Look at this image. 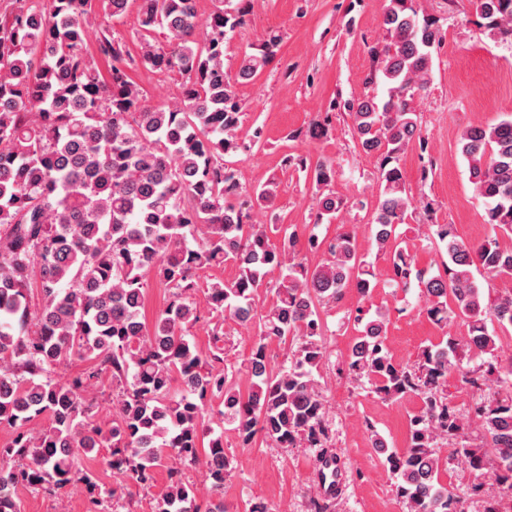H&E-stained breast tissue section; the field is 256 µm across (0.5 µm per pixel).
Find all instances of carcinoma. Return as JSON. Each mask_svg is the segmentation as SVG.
<instances>
[{
	"label": "carcinoma",
	"instance_id": "1",
	"mask_svg": "<svg viewBox=\"0 0 512 512\" xmlns=\"http://www.w3.org/2000/svg\"><path fill=\"white\" fill-rule=\"evenodd\" d=\"M128 2L0 5V425L15 432L0 446V462L12 461L0 467V512H20L12 493L19 486L52 494L71 484L84 486L88 512H100L106 500L129 499L131 488L150 487L168 461L158 512H224V483L235 466L223 433H215L216 419L234 426L245 443L259 434L278 448L313 449L320 461L330 441L315 380L326 359L321 310L339 306L351 281L364 298L377 286L347 225L329 240L312 231L302 247L287 227L251 223L254 211L273 205L275 183L248 191L232 167L230 157L251 150L237 138L242 102L235 86L270 64L279 38L244 54L233 76L224 70V40L247 23L252 0H215L202 34L196 0H140L135 57L124 38L100 22L124 14ZM477 13L487 31L512 34V0H477ZM382 27L383 40L370 47L377 65L364 85H380L385 94L353 96L343 109L358 146L376 160L372 228L378 251L390 255L385 286L406 290L417 282L421 310L443 327L462 322L466 334L424 347L414 365L404 366L386 346L387 312L359 307L350 317L358 338L347 374L367 379L382 400H420L402 451L365 423L409 512H466L441 481L440 439L450 440L449 455L469 468L490 466L507 500L494 501L487 512H512V390L473 399L478 444L460 439V416L443 396L452 373L476 393L512 376V364L498 363L502 339L496 332L512 327V250L497 239L512 236V116L473 126L460 139L494 235L465 241L448 224H429L441 270L416 268L398 242V226L417 209L402 158L413 145L428 149L417 100L441 34L417 0H388ZM159 29L162 42L155 37ZM139 66L178 74L176 101L149 104L127 73ZM330 126L326 115L293 137L319 139ZM287 162L306 172L316 189L313 228L338 220L347 201L332 189V161L312 165L297 156ZM305 248L323 252L321 264L310 267ZM227 263L238 270L231 281L198 275ZM481 270L508 287L485 297L475 278ZM152 275L170 294L148 327L142 310ZM262 289L270 299L260 307ZM206 313L252 333L245 394L226 363V332L213 329L206 351L191 334ZM290 336L301 342L275 371L269 343ZM460 351L483 362L458 366ZM74 356L87 363L84 371L67 382L52 378ZM106 379L116 398L112 418L101 421L94 391ZM214 399L221 408L210 406ZM37 419L46 426L27 429ZM102 448L108 449L107 467L122 477L111 488L101 487L80 462ZM195 467L210 483L204 502L185 476ZM315 479L319 490L309 512H331L336 492L324 488L318 467Z\"/></svg>",
	"mask_w": 512,
	"mask_h": 512
}]
</instances>
